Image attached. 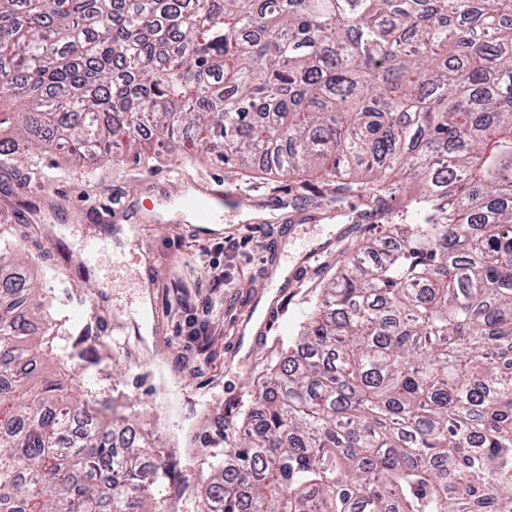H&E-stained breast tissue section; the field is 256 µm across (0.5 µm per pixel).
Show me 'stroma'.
Returning <instances> with one entry per match:
<instances>
[{"label":"stroma","mask_w":512,"mask_h":512,"mask_svg":"<svg viewBox=\"0 0 512 512\" xmlns=\"http://www.w3.org/2000/svg\"><path fill=\"white\" fill-rule=\"evenodd\" d=\"M206 155L151 143L150 163L69 158L17 140L0 167V225L8 227L31 285L61 327L57 349L33 359L36 375L67 366L75 397L140 432L181 466L154 492L158 512L187 484L211 478L207 457L230 447L255 407L253 385L281 357L305 311L341 260L360 244H388L404 207L381 209L366 190L336 196L319 182L261 178ZM232 181L246 205L239 221L200 233L174 201L186 187ZM109 248L85 257L89 240ZM318 249L308 260L302 248ZM224 291L211 293L213 275ZM205 322L207 352L189 336ZM85 338L87 359L59 351Z\"/></svg>","instance_id":"stroma-1"}]
</instances>
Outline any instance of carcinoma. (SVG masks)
<instances>
[{"instance_id": "carcinoma-1", "label": "carcinoma", "mask_w": 512, "mask_h": 512, "mask_svg": "<svg viewBox=\"0 0 512 512\" xmlns=\"http://www.w3.org/2000/svg\"><path fill=\"white\" fill-rule=\"evenodd\" d=\"M17 96L0 129L35 149L209 132L226 164L338 194L373 174L416 215L344 261L167 512H512V0H0ZM25 306L0 280V512H156L176 463L115 450L68 372L29 385Z\"/></svg>"}]
</instances>
